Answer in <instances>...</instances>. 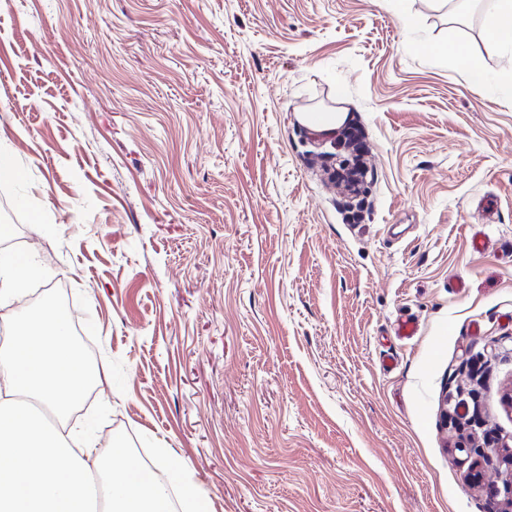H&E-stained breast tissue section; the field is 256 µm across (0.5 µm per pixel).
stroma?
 <instances>
[{"label": "stroma", "instance_id": "1", "mask_svg": "<svg viewBox=\"0 0 512 512\" xmlns=\"http://www.w3.org/2000/svg\"><path fill=\"white\" fill-rule=\"evenodd\" d=\"M493 5L0 0V224L37 270L0 324L61 289L93 455L146 435L210 512H504L512 57L479 95L430 51L483 53ZM338 103L357 149L298 118Z\"/></svg>", "mask_w": 512, "mask_h": 512}]
</instances>
